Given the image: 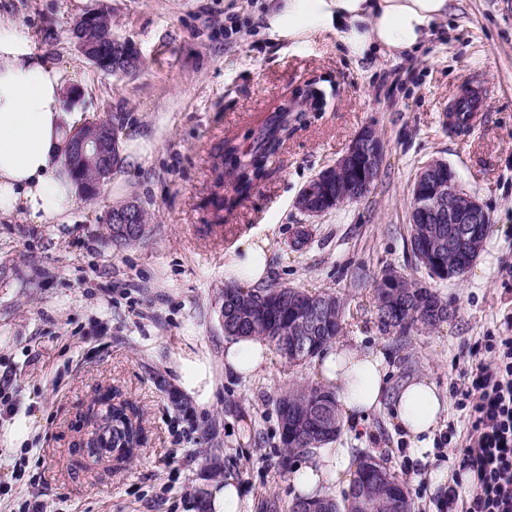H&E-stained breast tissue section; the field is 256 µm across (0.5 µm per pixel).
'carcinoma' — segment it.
Here are the masks:
<instances>
[{
	"label": "carcinoma",
	"mask_w": 512,
	"mask_h": 512,
	"mask_svg": "<svg viewBox=\"0 0 512 512\" xmlns=\"http://www.w3.org/2000/svg\"><path fill=\"white\" fill-rule=\"evenodd\" d=\"M288 124L289 114L275 112L262 123L253 149L239 155L221 154L217 157L214 166L216 183H221L223 173L219 169L223 166H230L237 173L236 196L228 200L226 209L231 210L247 199L254 181L267 176L268 159L280 152L288 140L284 135ZM118 228L117 224L102 226L117 250L140 243L149 236L147 232L138 236L128 231L120 232ZM454 232L453 224L410 225L409 244L413 256L431 247L436 258L448 265V271L463 274L466 265L463 245L459 243L455 249H448V236ZM375 294L378 323L383 328L392 326L400 337H408L420 328H433L440 318H448V303L423 280L405 275L400 287L392 288L381 279ZM220 298L225 336L260 339L293 366L319 356L342 332L345 306L333 292L278 284L251 288L231 282L224 285ZM320 299L333 304V313L326 326L316 328L311 323V315ZM324 410L335 425L329 435L319 432L320 415ZM276 412L283 448L281 466L286 473L290 472L295 458L309 455L313 449L334 442L343 428L335 392L319 385H298L288 389L276 401ZM128 436L129 426L123 421L117 418L112 425L103 419L98 426V447L116 448L128 443ZM382 471L387 478H379L365 456L359 460L341 500H336L333 493L326 491L294 499L288 512H303L306 507L316 505L321 512H395L397 503L402 500L406 501L407 509H412L413 503L405 483L390 469L384 467Z\"/></svg>",
	"instance_id": "carcinoma-1"
}]
</instances>
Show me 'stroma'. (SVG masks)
Returning <instances> with one entry per match:
<instances>
[{"label":"stroma","instance_id":"1","mask_svg":"<svg viewBox=\"0 0 512 512\" xmlns=\"http://www.w3.org/2000/svg\"><path fill=\"white\" fill-rule=\"evenodd\" d=\"M278 0H0V15L32 48L71 74L84 117L121 140L151 139L146 165L126 175V199L152 232L118 250L99 228L109 190L78 201L68 224L0 219V512H202L225 477L243 512H288L275 405L295 382L318 383L316 362L270 355L256 374L224 367L228 342L218 297L240 242L269 240L266 283L334 292L346 306L340 343L382 352L389 390L381 407L346 420L335 441L383 461L404 481L415 512H463L444 486L466 423L448 407L427 457L394 420V392L416 376L442 391L462 382L486 332L512 322V0H448V20L417 51L350 57L334 35L292 42L273 33ZM100 8L138 49L132 75L97 70L75 47L74 20ZM336 90L267 163L268 175L225 214L234 181L216 182L225 140L251 149L262 121L294 86ZM468 82L489 86L471 128L448 110ZM384 160L372 192L312 217L295 201L364 127ZM448 163L490 214L486 242L466 273L440 281L450 315L406 345L381 331L374 289L384 270L426 279L408 243L411 189L422 167ZM309 241L290 243L298 228ZM208 370L209 404L183 387L185 365ZM132 402L145 445L122 467L74 465L80 416L96 389Z\"/></svg>","mask_w":512,"mask_h":512}]
</instances>
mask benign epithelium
I'll use <instances>...</instances> for the list:
<instances>
[{
    "label": "benign epithelium",
    "mask_w": 512,
    "mask_h": 512,
    "mask_svg": "<svg viewBox=\"0 0 512 512\" xmlns=\"http://www.w3.org/2000/svg\"><path fill=\"white\" fill-rule=\"evenodd\" d=\"M74 44L78 51L94 66L103 67L104 60L99 51L103 43L112 46L115 65H123L129 71L140 66L141 56L137 48L129 41L112 35L109 17L100 12L83 15L76 19L71 27ZM312 90L315 99L306 109H318L323 104L322 93L307 83L296 86L279 104L286 110L295 109L301 102L300 95ZM121 154L119 135L111 123L99 119H87L71 136L68 160L72 163H89L95 170L94 179L88 181L77 177L79 196L83 199L97 196L106 179L114 168L116 156ZM384 156V148L376 131L363 129L350 144L336 164L320 172L314 183L306 185L296 200V206L310 216H319L322 211L314 206L315 194L320 183L333 180V174L347 173L342 180H336V203L357 201L368 195L379 175ZM413 207L411 223L417 224H456L459 240L463 241L471 257L480 253L485 243V229L490 218L482 203L464 190L458 181L456 172L445 162L434 160L419 173L412 190ZM108 224L139 223V206L129 202L108 212ZM100 405H95L83 414L87 424L80 447L83 457L88 459L97 454L92 444L91 432L96 430L95 414Z\"/></svg>",
    "instance_id": "obj_1"
}]
</instances>
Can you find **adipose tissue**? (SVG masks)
<instances>
[{
	"label": "adipose tissue",
	"mask_w": 512,
	"mask_h": 512,
	"mask_svg": "<svg viewBox=\"0 0 512 512\" xmlns=\"http://www.w3.org/2000/svg\"><path fill=\"white\" fill-rule=\"evenodd\" d=\"M448 11V0H285L274 13V32L295 41L330 32L356 59L399 56L418 48ZM63 70L35 53L27 36L0 17V216L19 214L37 224H65L78 188L64 165L68 138L83 121L66 110ZM267 238L243 241L226 268L238 281L266 275ZM269 358L266 345L236 339L224 350V366L242 376L257 373ZM320 379L338 393L346 415L379 408L388 383L386 358L339 344L318 366ZM448 399L428 377L410 379L394 398V416L410 439L431 433ZM349 459L341 448H322L291 474L297 493L310 495L343 477Z\"/></svg>",
	"instance_id": "ef3b65f1"
}]
</instances>
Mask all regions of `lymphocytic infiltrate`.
I'll return each mask as SVG.
<instances>
[{"mask_svg": "<svg viewBox=\"0 0 512 512\" xmlns=\"http://www.w3.org/2000/svg\"><path fill=\"white\" fill-rule=\"evenodd\" d=\"M477 351L483 361L453 388L470 430L448 494L467 493L466 512H512V333H487Z\"/></svg>", "mask_w": 512, "mask_h": 512, "instance_id": "lymphocytic-infiltrate-1", "label": "lymphocytic infiltrate"}]
</instances>
